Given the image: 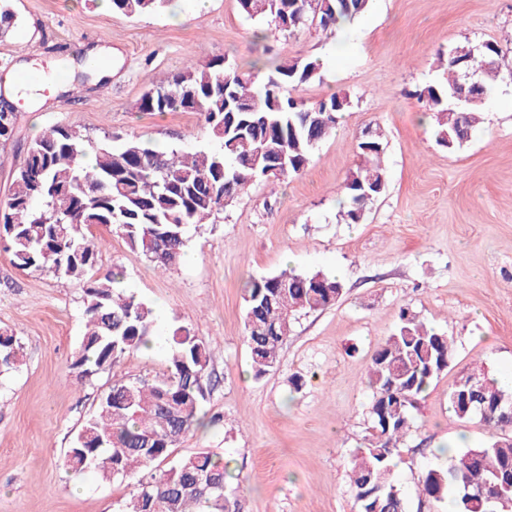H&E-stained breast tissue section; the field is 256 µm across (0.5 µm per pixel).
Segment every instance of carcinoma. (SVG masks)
<instances>
[{
  "label": "carcinoma",
  "instance_id": "1",
  "mask_svg": "<svg viewBox=\"0 0 512 512\" xmlns=\"http://www.w3.org/2000/svg\"><path fill=\"white\" fill-rule=\"evenodd\" d=\"M168 0H111L127 16L161 11ZM251 17L269 21L272 30L293 33L316 24L338 28L371 6L372 0H239ZM509 49L496 41L480 48L459 44L448 50V83L428 84L415 96L432 121L436 140L453 149L466 143L485 100L454 106L469 74L489 96L505 74L489 67ZM312 60H287L263 76L224 67L215 59L190 64L147 91L142 112H196L217 150L164 151L129 137L115 148L112 137L97 142L78 125L54 126L29 143L0 202V245L22 271L48 272L83 284L85 332L72 370L84 383L121 355L143 348L155 332L147 303L114 291L123 271L96 276L102 243L86 230L103 225L162 270L177 265L190 227L209 223L257 181H280L308 165L313 150L335 130L351 106L336 93L313 104L297 92L319 78ZM17 112L0 107V148L17 139ZM361 164L342 187L341 219L362 222L381 193L368 198L358 186L387 183L381 165L382 132L359 144ZM88 155L95 163L86 168ZM343 294L341 281L324 273L283 271L250 279L244 288L245 344L254 378L279 362L284 341L302 313L324 310ZM169 360L161 377L117 379L100 398L97 412L75 435L64 464L92 470L104 479L135 478L123 512H241L228 490V463L206 451L156 469L199 421L210 383L208 341L184 326L167 337ZM453 337L425 325L404 310L396 329L374 351L366 376L372 392L371 433L351 460L356 512H406L391 458L411 428L410 408L430 383L448 369ZM20 341L0 331V373L18 368ZM448 403L460 419L479 417L489 431L482 446L450 457L448 466L431 468L419 482V496L436 504L455 494L457 512H512V390L500 386L481 366L454 382Z\"/></svg>",
  "mask_w": 512,
  "mask_h": 512
}]
</instances>
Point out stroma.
<instances>
[{
  "label": "stroma",
  "instance_id": "1",
  "mask_svg": "<svg viewBox=\"0 0 512 512\" xmlns=\"http://www.w3.org/2000/svg\"><path fill=\"white\" fill-rule=\"evenodd\" d=\"M13 28L0 38V79L54 75L35 99L13 96L18 141L0 149V200L25 147L55 125L95 140L140 137L162 149L213 147L194 112H142V95L186 61L316 60L304 88L316 102L352 104L308 166L284 181L256 182L209 224L190 228L187 257L161 271L109 228L101 270H123V288L155 311L156 346L132 351L84 384L71 363L84 332L83 288L15 268L0 249V327L13 331L23 363L0 376V512H121L132 480L67 472L72 440L113 379L158 377L167 336L184 325L204 336L213 359L206 421L173 458L208 450L228 459L243 512H353L347 476L371 426L366 370L402 309L453 336L455 355L411 410L394 475L407 512H430L419 480L445 465L442 450L488 438L478 418H458L448 388L474 366L512 375V82L488 97L471 139L439 145L414 92L445 83L449 48L498 41L512 48V0H373L348 30L305 27L271 36L238 0H169L155 14L102 11L100 0H10ZM384 134V194L358 224H342L341 187L356 169L367 128ZM320 271L344 286L336 305L301 316L280 361L254 378L244 342L243 287L284 269ZM301 388H293V381Z\"/></svg>",
  "mask_w": 512,
  "mask_h": 512
}]
</instances>
